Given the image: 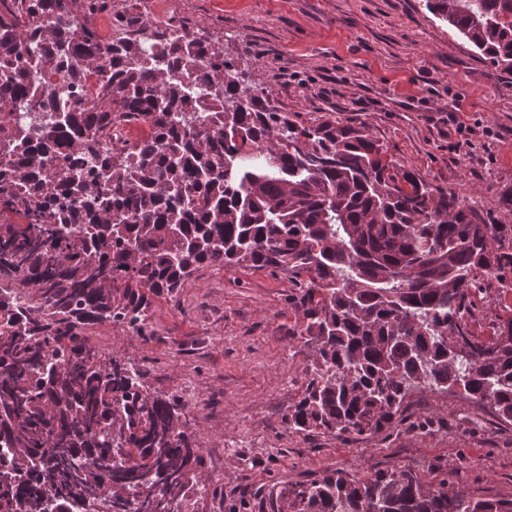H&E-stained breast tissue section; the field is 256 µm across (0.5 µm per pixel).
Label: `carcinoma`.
<instances>
[{
	"label": "carcinoma",
	"instance_id": "cac0c4a2",
	"mask_svg": "<svg viewBox=\"0 0 512 512\" xmlns=\"http://www.w3.org/2000/svg\"><path fill=\"white\" fill-rule=\"evenodd\" d=\"M483 60L512 74V0H425ZM84 22L76 63L114 52L97 42V16L126 26L112 0H0V105L31 112L28 32L65 45L50 14ZM104 79L99 109L146 116L158 133L103 169L47 173L19 193L0 175V512H197L205 462L185 407L152 391L141 371L91 344L108 324L153 335V299L178 301L202 265L245 264L288 275L312 348L303 397L288 429L341 436L382 432L413 388L459 394L512 425V318L495 336L467 322L483 279L512 288L502 270L503 224H486L454 191L432 187L353 126L306 127L270 93L212 53L195 98L146 55L189 67L193 52L168 29L125 43ZM216 109L196 127L201 106ZM66 140L77 160L99 153L109 123L90 112ZM27 150L25 129L0 114V142ZM82 198L81 207L73 196ZM284 512H512V500H475L405 471L356 480L336 471L281 491Z\"/></svg>",
	"mask_w": 512,
	"mask_h": 512
}]
</instances>
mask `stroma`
<instances>
[{"instance_id": "stroma-1", "label": "stroma", "mask_w": 512, "mask_h": 512, "mask_svg": "<svg viewBox=\"0 0 512 512\" xmlns=\"http://www.w3.org/2000/svg\"><path fill=\"white\" fill-rule=\"evenodd\" d=\"M130 22L198 29L290 119L364 127L388 156L464 197L489 224L512 225V74L478 58L425 0H121ZM287 275L201 266L178 303L153 301L144 339L98 325L91 342L137 363L147 386L192 407L214 493L201 512H280L272 487L340 470L407 471L477 499L512 500V425L490 407L412 390L389 430L337 437L289 432L311 361L293 330ZM469 324L489 336L512 317V290H476Z\"/></svg>"}]
</instances>
